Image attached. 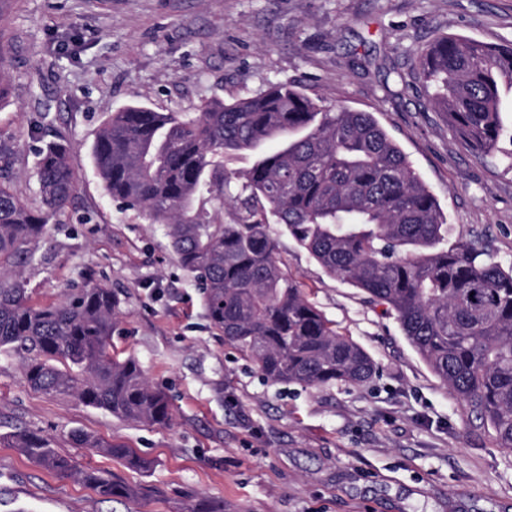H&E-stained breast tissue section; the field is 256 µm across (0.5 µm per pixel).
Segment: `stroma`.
I'll list each match as a JSON object with an SVG mask.
<instances>
[{
  "label": "stroma",
  "mask_w": 512,
  "mask_h": 512,
  "mask_svg": "<svg viewBox=\"0 0 512 512\" xmlns=\"http://www.w3.org/2000/svg\"><path fill=\"white\" fill-rule=\"evenodd\" d=\"M512 42V0H0L9 95L0 160L24 197L38 192L31 128L64 134L77 176L60 223L22 271L37 304L103 284L120 299L112 337L167 394L170 425H141L69 395L29 388L17 355L0 353V512H512V449L498 447L440 384L385 306L328 275L286 233L285 270L379 371L320 389L264 381L211 330L201 295L161 224L107 196L91 146L106 116L141 103L194 112L292 81L312 98L375 113L448 216L450 240L512 263V163L477 154L402 89L410 50L437 34ZM132 448L148 471L84 448L72 431ZM51 439L79 470L138 487L103 500L51 473L13 434Z\"/></svg>",
  "instance_id": "obj_1"
}]
</instances>
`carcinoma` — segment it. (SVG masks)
Returning a JSON list of instances; mask_svg holds the SVG:
<instances>
[{"label":"carcinoma","instance_id":"carcinoma-1","mask_svg":"<svg viewBox=\"0 0 512 512\" xmlns=\"http://www.w3.org/2000/svg\"><path fill=\"white\" fill-rule=\"evenodd\" d=\"M428 104L477 152L512 161V43L438 35L415 53ZM254 156L247 169L227 162ZM38 195L0 176V351L22 354L28 387L147 425H167V395L138 361L112 356L119 299L102 285L34 305L20 265L60 223L76 176L65 136L34 147ZM112 200L167 227L180 267L201 290L211 327L272 383L364 384L377 365L336 331L283 269L279 224L325 272L380 302L435 377L512 448V265L484 248L448 243V224L405 152L371 112L309 97L290 81L256 95L212 100L197 112L131 104L112 112L91 148ZM30 459L70 476V458L36 433L14 435ZM136 470L152 462L121 444L73 434ZM82 480L109 499L139 491L109 477Z\"/></svg>","mask_w":512,"mask_h":512}]
</instances>
